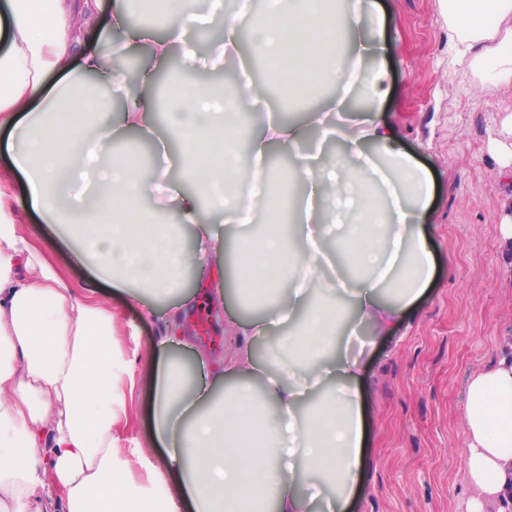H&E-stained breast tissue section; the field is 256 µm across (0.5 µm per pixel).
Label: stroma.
Masks as SVG:
<instances>
[{
	"label": "stroma",
	"instance_id": "stroma-1",
	"mask_svg": "<svg viewBox=\"0 0 512 512\" xmlns=\"http://www.w3.org/2000/svg\"><path fill=\"white\" fill-rule=\"evenodd\" d=\"M375 2L386 16L388 48L364 62L365 69L386 73L387 94L373 108L396 125L403 149L434 177L425 229L437 275L394 335L363 334L371 342L362 372L369 464L349 512H464L467 388L512 343V277L503 273L498 246L502 225H512L501 208L502 197L512 194V176L502 175L490 147L501 119L512 113V87L476 99L468 74L449 70L448 24L438 0ZM24 224L69 287L92 290L112 311L122 352L116 385L124 397L116 452L130 482L160 497L175 492L180 474L165 448L152 445L157 368L179 360L194 389L221 394L213 378L224 368L226 318L233 311L250 317L233 297L205 301L208 286L197 269L215 262L217 253L198 252L192 226L184 225L188 261L178 293L135 301L74 257L62 225L44 223L35 209ZM173 313L186 339L158 349Z\"/></svg>",
	"mask_w": 512,
	"mask_h": 512
}]
</instances>
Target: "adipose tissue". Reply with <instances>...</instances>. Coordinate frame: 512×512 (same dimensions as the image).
Listing matches in <instances>:
<instances>
[{"label": "adipose tissue", "instance_id": "obj_1", "mask_svg": "<svg viewBox=\"0 0 512 512\" xmlns=\"http://www.w3.org/2000/svg\"><path fill=\"white\" fill-rule=\"evenodd\" d=\"M163 11L165 38L151 44L163 64L180 51L186 69L197 53L185 41L199 21L193 0H139ZM448 17V66L472 77L473 92L497 95L512 83V0H440ZM99 0H0V130L9 131L8 169L22 173L33 206L58 223L62 200L80 190L92 207L79 215L85 244L79 260L114 287L128 280L154 292L176 287L185 253L169 225L144 223L141 202L193 225L197 245L219 241L216 225L234 232L232 269L216 264L208 281L232 279L236 292L261 307L262 319L243 322L224 358L234 384L220 403L198 410L187 372L162 364L155 379L154 427L171 443L180 469L176 495L156 499L132 489L114 453L113 426L122 408L114 390L112 315L76 293L27 240L19 202L0 178V512H346L364 459L362 373L349 353L355 335L348 315L374 335H392L426 293L436 258L422 226L435 185L405 152L381 117L357 115L337 128L333 160L306 150L311 132L330 113L307 112L303 122H268L242 148L239 118L261 94L240 85L234 99L189 80L170 81L169 123H153L156 85L127 84L114 65L144 30L91 43L72 16L94 22ZM363 0H267L252 24L254 56L263 59L281 96L308 99L317 86L345 89L362 61L380 54L385 27L366 29ZM351 38L341 50L340 33ZM75 71L47 88L70 58ZM107 77L124 103L120 123L112 105L91 96L83 77ZM134 130L177 158L193 188L178 190L166 166L144 170L112 153L120 130ZM287 150L299 192L289 231L263 225L252 240L254 213L282 212L280 189L264 160ZM250 184L247 197L233 186ZM276 268L267 278V268ZM287 325L285 362L262 366L253 340ZM279 410L269 422L268 406ZM462 454L469 489L466 512H512V359L470 382Z\"/></svg>", "mask_w": 512, "mask_h": 512}]
</instances>
